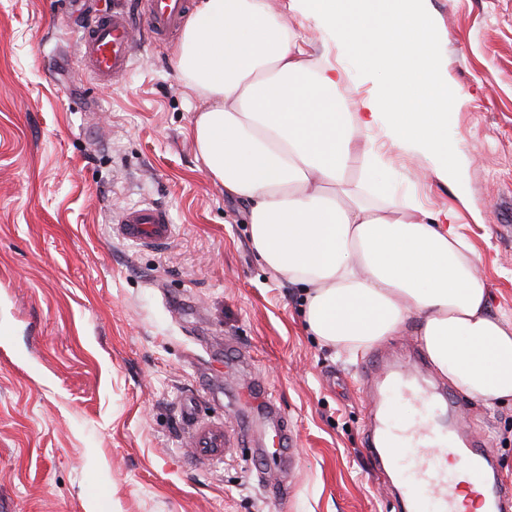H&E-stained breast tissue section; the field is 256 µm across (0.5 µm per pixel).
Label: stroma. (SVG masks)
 Here are the masks:
<instances>
[{"label": "stroma", "mask_w": 512, "mask_h": 512, "mask_svg": "<svg viewBox=\"0 0 512 512\" xmlns=\"http://www.w3.org/2000/svg\"><path fill=\"white\" fill-rule=\"evenodd\" d=\"M464 103L469 195L424 159L371 143L427 211L456 206L492 311L512 314V0H430ZM87 0H0V512H396L371 461L364 367L302 327L301 291L263 266L247 207L208 176L189 130L204 106L174 66L180 33L141 39L104 85L86 70ZM166 206L161 250L112 232ZM255 389L274 423L225 457L196 438ZM464 422L512 485V402L464 397Z\"/></svg>", "instance_id": "1"}]
</instances>
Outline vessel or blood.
<instances>
[{
  "mask_svg": "<svg viewBox=\"0 0 512 512\" xmlns=\"http://www.w3.org/2000/svg\"><path fill=\"white\" fill-rule=\"evenodd\" d=\"M142 23L134 25L125 5L95 15L81 43L89 72L102 83L116 82L130 67L138 31L161 37L177 29L190 9L189 0H141ZM113 233L145 247L163 248L172 236L171 218L157 207L130 208L116 216ZM377 378L372 394L377 423L371 432L375 467L391 474L400 512H459L460 482L480 491L484 512H512V488L496 475L483 440L460 421L461 402L435 388L415 384L410 371L383 359H374ZM402 399L414 408L412 419L396 423L393 401ZM206 454L228 453L233 437L223 428L205 431ZM450 454L464 466L463 480L448 476L436 465L439 454Z\"/></svg>",
  "mask_w": 512,
  "mask_h": 512,
  "instance_id": "b4317fda",
  "label": "vessel or blood"
}]
</instances>
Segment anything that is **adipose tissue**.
Here are the masks:
<instances>
[{
  "label": "adipose tissue",
  "instance_id": "ef3b65f1",
  "mask_svg": "<svg viewBox=\"0 0 512 512\" xmlns=\"http://www.w3.org/2000/svg\"><path fill=\"white\" fill-rule=\"evenodd\" d=\"M290 12L376 79L358 112H345L342 73L290 27ZM447 40L427 0H289L283 11L273 0H200L175 61L207 102L190 130L199 157L247 205L261 264L305 288L312 334L353 359L415 319L434 367L490 406L512 400V317L492 313L456 211L426 213L395 194L362 140L380 129L466 195Z\"/></svg>",
  "mask_w": 512,
  "mask_h": 512
}]
</instances>
